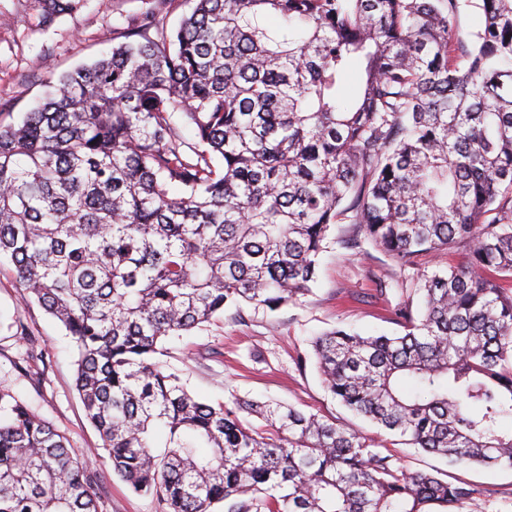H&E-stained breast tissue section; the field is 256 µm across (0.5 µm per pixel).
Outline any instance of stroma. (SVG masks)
Returning <instances> with one entry per match:
<instances>
[{
	"instance_id": "stroma-1",
	"label": "stroma",
	"mask_w": 512,
	"mask_h": 512,
	"mask_svg": "<svg viewBox=\"0 0 512 512\" xmlns=\"http://www.w3.org/2000/svg\"><path fill=\"white\" fill-rule=\"evenodd\" d=\"M185 9L184 0L161 6L156 0H84L79 10L44 27L41 0H0V113L16 119L30 111L44 97L48 81L121 42L120 31L129 21L157 10L171 27ZM349 230L337 225V241L321 256L311 295L275 311L250 305L238 313L230 309L203 329L169 338L161 358L165 369L179 374L188 390L208 403L235 395L340 419L382 441L397 466L439 470L448 481L474 483L489 493L484 512H512V470L451 465L386 437L346 413L324 390L313 365L297 367L296 358L309 355L311 340L323 330L401 331L392 315L398 294L377 291L379 282L400 279L398 268L377 251L344 248ZM19 296L10 264L1 262L0 386L63 434L73 455L92 459L101 512H165L156 495L135 493L113 473L75 389L70 338L38 304L22 305ZM21 325L26 335L18 334Z\"/></svg>"
}]
</instances>
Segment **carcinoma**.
<instances>
[{
  "label": "carcinoma",
  "instance_id": "obj_1",
  "mask_svg": "<svg viewBox=\"0 0 512 512\" xmlns=\"http://www.w3.org/2000/svg\"><path fill=\"white\" fill-rule=\"evenodd\" d=\"M43 2L45 23L81 7ZM190 2L0 121V259L71 336L113 472L169 512H476L484 488L292 406L200 401L158 355L312 293L351 224L347 247L431 271L404 333L312 341L324 387L426 453L512 469V0ZM98 508L91 463L0 387V512Z\"/></svg>",
  "mask_w": 512,
  "mask_h": 512
}]
</instances>
